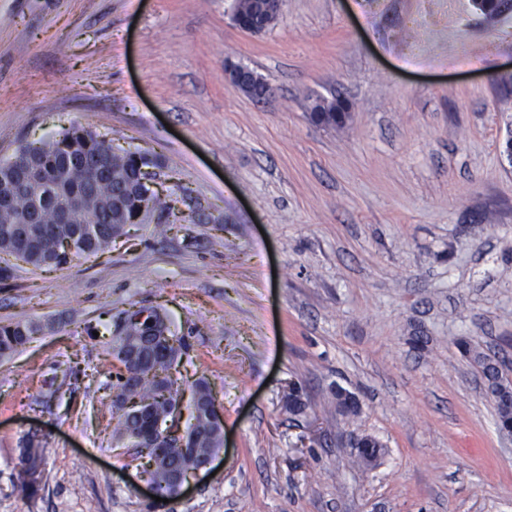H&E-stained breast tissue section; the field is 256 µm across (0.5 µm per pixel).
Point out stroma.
I'll return each instance as SVG.
<instances>
[{
    "label": "stroma",
    "instance_id": "obj_1",
    "mask_svg": "<svg viewBox=\"0 0 512 512\" xmlns=\"http://www.w3.org/2000/svg\"><path fill=\"white\" fill-rule=\"evenodd\" d=\"M235 5L0 0V160L79 124L156 157L178 201L167 235L152 215L0 282L1 323L54 325L0 360V512H512V436L474 361L512 380V11L285 0L255 35ZM319 97L348 103L343 125L311 120ZM139 307L185 338L179 382L208 380L224 420L213 477L166 503L112 435L106 326ZM367 435L371 467L348 448ZM226 72L229 82L240 91L246 90L252 99L269 96V84L262 78L259 80V76L253 70L241 65H234L228 66ZM258 92H261V95L256 97ZM44 460L41 441L25 437L21 443L17 464L18 481L23 492L34 494L38 490L39 484L35 485L29 482L28 476L33 471L40 470L42 472Z\"/></svg>",
    "mask_w": 512,
    "mask_h": 512
}]
</instances>
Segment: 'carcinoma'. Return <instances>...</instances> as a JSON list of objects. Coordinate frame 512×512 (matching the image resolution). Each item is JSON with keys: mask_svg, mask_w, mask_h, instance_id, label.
Wrapping results in <instances>:
<instances>
[{"mask_svg": "<svg viewBox=\"0 0 512 512\" xmlns=\"http://www.w3.org/2000/svg\"><path fill=\"white\" fill-rule=\"evenodd\" d=\"M238 11L243 20L269 27L273 20L262 14L255 0H238ZM348 105L340 99H318L312 105L311 117L325 124L343 123ZM37 158L38 165L47 175L58 173L62 162H68L64 182L60 188L67 194H80L98 170L106 168L99 176L86 208L70 216L69 223H60L55 202L49 197L34 200L27 196L16 198L7 208H0V281L13 277L16 263L20 262L35 270L44 268L63 269L75 257L95 256L108 249L112 242L123 236L129 224H138L148 215L160 216L173 213L172 200L156 191H148L138 181L139 169L156 167V158L148 153L116 149L100 138V135L83 126H72L52 141L28 142L16 148ZM33 210L39 211L40 223L35 225L33 242L23 245L13 233L17 224ZM15 263H9V259ZM135 313L128 312L125 327L114 329L109 342L112 357L117 359L132 349L130 338L142 332V324L134 321ZM42 327L31 323L0 324V359H9L20 351ZM172 344L166 352L141 349L136 355L138 364L146 370L143 381L128 387L119 383L120 370L112 377L118 380L116 388L133 399L147 403L150 412L146 419L136 420L118 417L116 433L131 438L132 432L153 426L166 418L173 409L176 392L172 387L176 380L169 375L182 353V340L171 337ZM474 360L481 368L487 382L489 396L494 402L499 430L512 433V383L503 376L498 363L477 353ZM194 437V445L205 453L221 447L217 432L204 414L195 417L188 426ZM357 448L362 461L370 464L381 455L382 445L371 437L359 439ZM44 453L41 441L26 437L22 440L18 456V481L25 493L33 494L38 486L28 481L33 471L43 470Z\"/></svg>", "mask_w": 512, "mask_h": 512, "instance_id": "carcinoma-1", "label": "carcinoma"}]
</instances>
